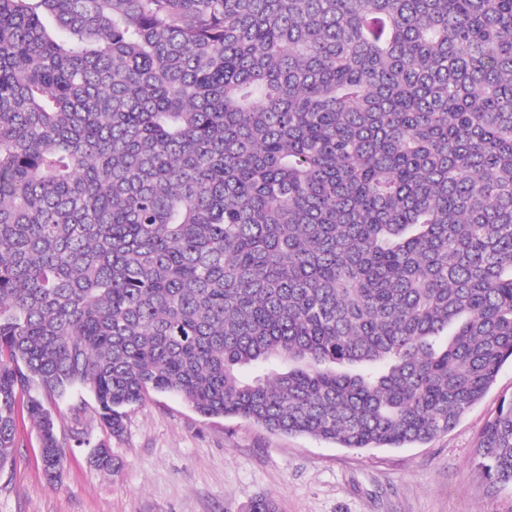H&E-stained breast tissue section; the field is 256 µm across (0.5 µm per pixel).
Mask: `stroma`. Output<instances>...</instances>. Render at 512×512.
<instances>
[{"label":"stroma","instance_id":"35a3bbf8","mask_svg":"<svg viewBox=\"0 0 512 512\" xmlns=\"http://www.w3.org/2000/svg\"><path fill=\"white\" fill-rule=\"evenodd\" d=\"M511 398L508 361L448 433L405 448L351 449L204 417L157 393L131 408L113 437L79 388L44 400L67 453L60 479H46L37 429L20 420L16 463L0 473V512H248L264 496L278 512H512V486L490 488L474 454L486 422ZM75 426L110 447L111 472L75 445Z\"/></svg>","mask_w":512,"mask_h":512}]
</instances>
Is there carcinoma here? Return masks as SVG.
I'll list each match as a JSON object with an SVG mask.
<instances>
[{"mask_svg":"<svg viewBox=\"0 0 512 512\" xmlns=\"http://www.w3.org/2000/svg\"><path fill=\"white\" fill-rule=\"evenodd\" d=\"M510 358L512 0H0V473L35 390L403 448Z\"/></svg>","mask_w":512,"mask_h":512,"instance_id":"obj_1","label":"carcinoma"}]
</instances>
